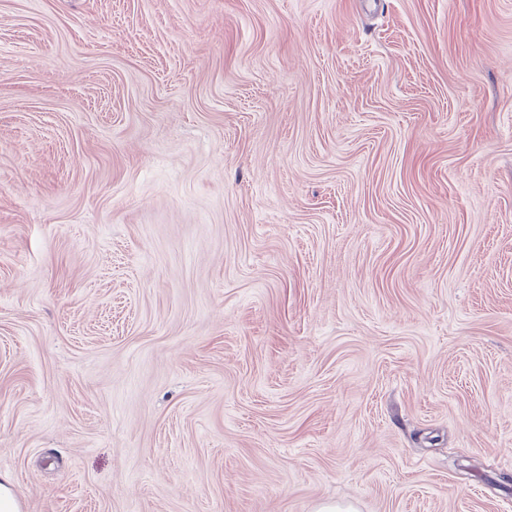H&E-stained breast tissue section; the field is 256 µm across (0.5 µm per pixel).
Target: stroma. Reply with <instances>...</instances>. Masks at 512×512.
<instances>
[{"label":"stroma","mask_w":512,"mask_h":512,"mask_svg":"<svg viewBox=\"0 0 512 512\" xmlns=\"http://www.w3.org/2000/svg\"><path fill=\"white\" fill-rule=\"evenodd\" d=\"M512 0H0L20 512H512Z\"/></svg>","instance_id":"stroma-1"}]
</instances>
